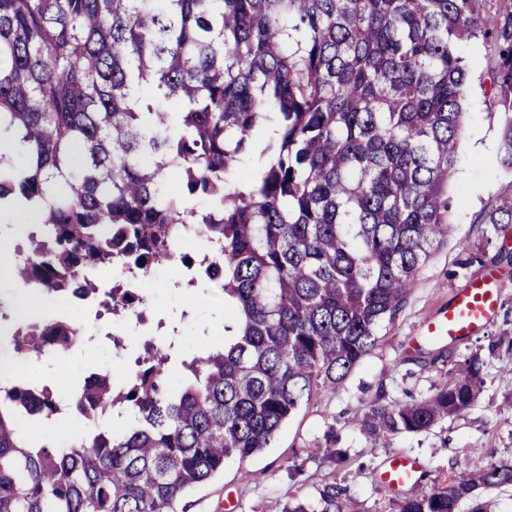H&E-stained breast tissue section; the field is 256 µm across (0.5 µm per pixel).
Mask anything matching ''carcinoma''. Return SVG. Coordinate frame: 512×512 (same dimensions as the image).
<instances>
[{"mask_svg": "<svg viewBox=\"0 0 512 512\" xmlns=\"http://www.w3.org/2000/svg\"><path fill=\"white\" fill-rule=\"evenodd\" d=\"M0 0V203L27 206L16 277L80 296L91 272L146 277L185 231L224 243V337L181 360L147 340L116 386L94 371L68 395L94 430L71 448L23 441L16 413L50 415L58 395L0 386V512H178L195 487L271 446L314 392L335 386L377 342L451 234L467 111L463 44L482 39L503 115L496 161L512 172V0ZM256 173L232 178L263 127ZM177 174L180 188L168 187ZM197 196L211 201L198 210ZM512 225V196L484 210ZM116 318L132 310L98 292ZM16 352L66 353L83 330L20 319L0 303ZM469 360L430 395L374 404L375 437L419 433L469 409ZM122 409L130 417L106 418ZM512 485V460L461 472L398 512H487L479 489ZM322 512H348L330 486Z\"/></svg>", "mask_w": 512, "mask_h": 512, "instance_id": "carcinoma-1", "label": "carcinoma"}]
</instances>
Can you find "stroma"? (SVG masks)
<instances>
[{"mask_svg": "<svg viewBox=\"0 0 512 512\" xmlns=\"http://www.w3.org/2000/svg\"><path fill=\"white\" fill-rule=\"evenodd\" d=\"M469 67L468 116L458 164L448 182L454 198L452 240L422 268L402 309L385 321L375 348L334 389L314 393L308 404L282 427L271 447L253 456L225 461L224 470L191 491L182 512H268L271 504L300 503L320 512L328 486L345 489L355 512H397L405 497L446 486L461 470H478L512 458V228L495 234L480 223L484 207L512 195V175L496 162L500 121L489 106V58L482 41L462 51ZM465 241L459 249L457 241ZM172 271L159 268L146 283L153 304L146 325L137 326L96 312L72 298L58 297L46 317L86 328L109 326L123 340L115 351L103 338L94 346L41 361L35 378L54 392L68 395L91 371L131 366L144 342L157 338L155 320L180 322L183 352L195 354L202 338L219 339L224 296L207 281L193 288L169 284ZM493 277L498 294L494 318L455 342L432 341L428 321L446 310L457 293ZM472 358L483 380L473 406L421 433H404L383 441L366 433L360 416L375 403H407L422 398L441 382L454 363ZM397 456L418 459L420 482L389 491L380 475Z\"/></svg>", "mask_w": 512, "mask_h": 512, "instance_id": "stroma-1", "label": "stroma"}]
</instances>
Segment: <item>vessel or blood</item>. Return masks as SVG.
<instances>
[{
    "mask_svg": "<svg viewBox=\"0 0 512 512\" xmlns=\"http://www.w3.org/2000/svg\"><path fill=\"white\" fill-rule=\"evenodd\" d=\"M498 297L491 280L474 283L459 293L450 307L427 326L428 336L454 340L474 332L490 321L496 313ZM421 466L410 457L393 458L382 474V482L395 491L412 482L419 475Z\"/></svg>",
    "mask_w": 512,
    "mask_h": 512,
    "instance_id": "obj_1",
    "label": "vessel or blood"
}]
</instances>
